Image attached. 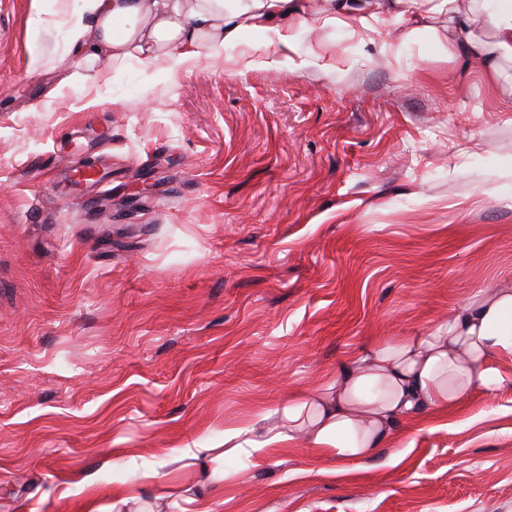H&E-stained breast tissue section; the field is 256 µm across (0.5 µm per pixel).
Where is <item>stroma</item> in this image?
I'll use <instances>...</instances> for the list:
<instances>
[{
  "instance_id": "obj_1",
  "label": "stroma",
  "mask_w": 512,
  "mask_h": 512,
  "mask_svg": "<svg viewBox=\"0 0 512 512\" xmlns=\"http://www.w3.org/2000/svg\"><path fill=\"white\" fill-rule=\"evenodd\" d=\"M84 6L0 0V512L129 489L124 512H186L196 483L214 512H512L495 356L494 391L399 421L373 458L224 448L512 282V184L482 193L512 164V102L408 19L313 12L287 42L88 70L67 23ZM97 154L108 180L69 190Z\"/></svg>"
}]
</instances>
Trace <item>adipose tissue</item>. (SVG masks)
I'll use <instances>...</instances> for the list:
<instances>
[{"instance_id":"adipose-tissue-1","label":"adipose tissue","mask_w":512,"mask_h":512,"mask_svg":"<svg viewBox=\"0 0 512 512\" xmlns=\"http://www.w3.org/2000/svg\"><path fill=\"white\" fill-rule=\"evenodd\" d=\"M311 0H86L85 14L68 19L71 40L88 60L150 63L183 59L187 47L213 49L246 30L281 35L304 17ZM324 26L372 27L410 17L412 35L429 34L442 61L484 72L512 97V0H321ZM447 17L446 29L434 21ZM126 21L122 34L113 25ZM93 40H86L88 27ZM512 357V284L478 291L433 330L363 350L345 364L328 390L298 397L281 416L265 411L224 431V444L263 453L308 438L325 457L359 461L374 456L401 418L459 404L474 385L497 388L491 356Z\"/></svg>"}]
</instances>
